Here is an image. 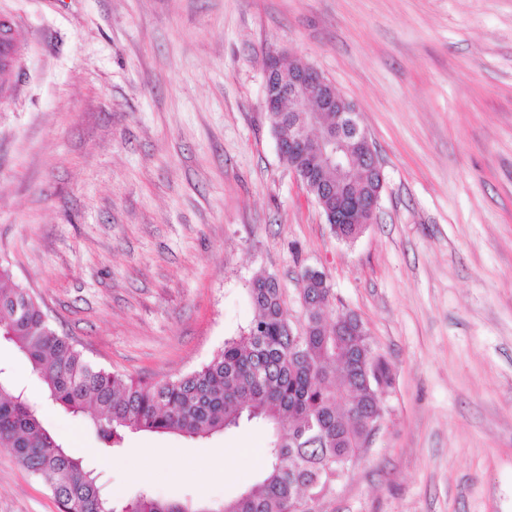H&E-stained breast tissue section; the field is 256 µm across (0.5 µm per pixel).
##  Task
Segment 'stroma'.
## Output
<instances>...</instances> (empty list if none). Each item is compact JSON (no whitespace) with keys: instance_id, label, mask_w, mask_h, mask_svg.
<instances>
[{"instance_id":"35a3bbf8","label":"stroma","mask_w":512,"mask_h":512,"mask_svg":"<svg viewBox=\"0 0 512 512\" xmlns=\"http://www.w3.org/2000/svg\"><path fill=\"white\" fill-rule=\"evenodd\" d=\"M24 48L0 102V264L98 365L181 377L255 316L274 274H327L393 376L371 448L317 512H512V0H0ZM318 68L382 164L378 217L336 240L280 158L263 58ZM0 337V368L57 436L87 420L46 401ZM27 377H19V368ZM256 425L207 439L126 433L106 494L154 457L160 498L215 503L257 477ZM233 449L223 477L214 453ZM0 512H58L0 451Z\"/></svg>"}]
</instances>
